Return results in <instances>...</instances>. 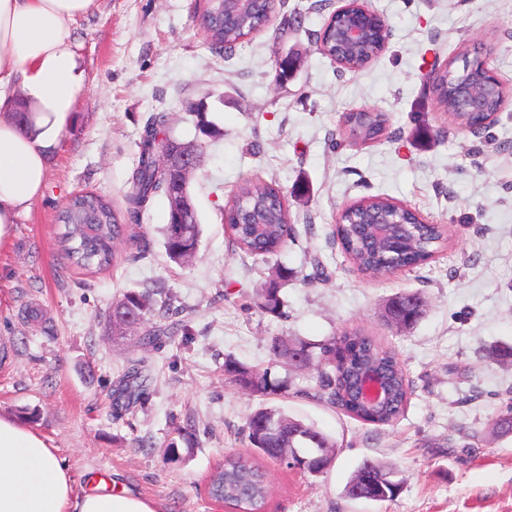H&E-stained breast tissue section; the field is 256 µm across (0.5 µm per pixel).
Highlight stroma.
<instances>
[{"mask_svg": "<svg viewBox=\"0 0 512 512\" xmlns=\"http://www.w3.org/2000/svg\"><path fill=\"white\" fill-rule=\"evenodd\" d=\"M315 2L280 0L266 29L222 55L195 21L203 0H94L77 20L78 103L42 197L0 244V415L40 433L76 489L93 474L113 479L156 512H224L208 497L207 478L225 455L255 460L246 421L263 406L314 422L337 443L315 476L267 463L264 512H512V433L470 436L512 397V367L478 353L512 345V0H367L390 38L359 71L320 54L316 36L342 2ZM476 43L511 91L480 135L448 118L431 79ZM291 51L301 65L276 83L278 60ZM200 99L222 134L205 141L191 179L203 229L196 257L179 265L167 256L160 197L141 219L145 257L126 241L104 270L71 263L58 239L66 201L93 191L125 209L148 121L165 116L176 136L199 139L184 104ZM362 108L390 113L393 138L346 144L344 115ZM246 178L281 186L296 229L278 259L299 273L280 292V317L251 304L270 268L246 257L222 220ZM378 194L447 225L446 244L426 266L366 277L333 241L342 209ZM129 291L170 301L174 329L160 348L107 335L103 315ZM401 292L426 302L407 332L383 318ZM345 328L396 352L413 393L395 426L373 429L318 402L306 375L264 398L224 378L225 356L263 368L272 338L318 341ZM139 357L150 396L113 418L111 386ZM190 427L193 450L170 453L178 429ZM368 458L403 478L394 503L345 497Z\"/></svg>", "mask_w": 512, "mask_h": 512, "instance_id": "stroma-1", "label": "stroma"}]
</instances>
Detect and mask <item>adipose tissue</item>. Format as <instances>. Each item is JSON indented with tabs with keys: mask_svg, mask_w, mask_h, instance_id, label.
<instances>
[{
	"mask_svg": "<svg viewBox=\"0 0 512 512\" xmlns=\"http://www.w3.org/2000/svg\"><path fill=\"white\" fill-rule=\"evenodd\" d=\"M93 0H0V243L40 199L49 157L82 90L72 26ZM29 125L10 108L17 94ZM0 512H155L128 489L76 492L50 444L0 416Z\"/></svg>",
	"mask_w": 512,
	"mask_h": 512,
	"instance_id": "1",
	"label": "adipose tissue"
}]
</instances>
